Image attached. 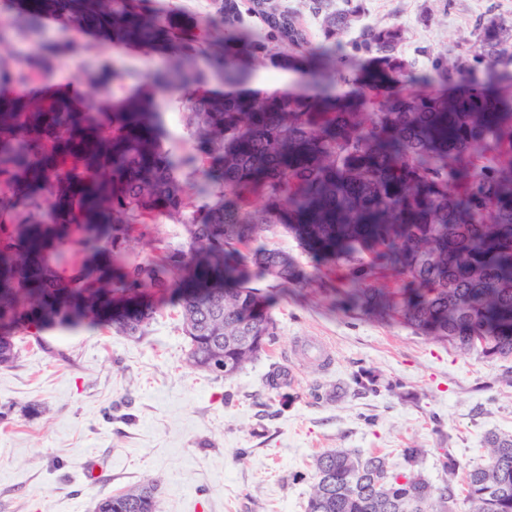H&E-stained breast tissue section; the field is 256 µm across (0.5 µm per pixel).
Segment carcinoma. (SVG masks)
<instances>
[{"label": "carcinoma", "instance_id": "1", "mask_svg": "<svg viewBox=\"0 0 512 512\" xmlns=\"http://www.w3.org/2000/svg\"><path fill=\"white\" fill-rule=\"evenodd\" d=\"M201 27L157 0H12L25 27L46 16L129 49L209 54L224 91L195 89L185 104L197 145L163 153L154 95L163 73L104 102L77 89L0 98V367L17 360L16 333L37 343L47 329L110 328L146 335L169 295L182 316L188 365L231 378L277 336L253 281L286 288L294 262L263 242L276 225L299 231L335 283L326 298L378 309L408 327L486 359H512V97L492 89L446 97L456 72L512 65V21L487 16L464 56L416 68L400 53L398 24L344 34L362 0L338 9L307 0L314 36L299 10L262 0H214ZM256 28L242 27V14ZM67 42L16 67L0 64V91L35 86ZM308 68L319 86L278 98L249 90L252 60ZM367 64L375 106L336 100L327 75L348 79ZM217 168L194 186L199 214L190 241L164 244L144 261L127 243L160 215L182 212L175 173ZM487 459L464 468L443 449L446 479L419 470L429 449L387 457L328 448L314 458L306 512H512V435L490 431ZM465 470L463 497L455 476ZM100 512H159L146 482L110 495Z\"/></svg>", "mask_w": 512, "mask_h": 512}]
</instances>
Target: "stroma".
<instances>
[{"mask_svg":"<svg viewBox=\"0 0 512 512\" xmlns=\"http://www.w3.org/2000/svg\"><path fill=\"white\" fill-rule=\"evenodd\" d=\"M360 26L396 23L402 52L417 67L440 55H462L486 13L512 18V0H363ZM74 39L78 49L54 62L42 84L90 90L98 74L113 75L101 99L122 96L149 73L182 69L217 87L208 56L179 64L169 52L129 50L55 22L38 32L20 27L0 0V58L16 63L45 44ZM163 148L191 149L195 127L183 90L158 92ZM192 175H181L184 208L142 226L128 243L141 259L157 241L190 238L197 202ZM269 245L288 254L309 283L280 295L272 309L277 335L237 375L191 369L178 308L160 305L146 336L87 329L46 333L45 345L18 334L19 358L0 367V512H95L97 501L146 480L158 485L159 512H305L314 455L327 448L385 454L428 451L420 466L433 484L444 478L438 451L464 465L483 462L484 435L512 434V360H487L399 323L329 308L328 282L294 233L278 227ZM333 354L329 370L300 366L309 338ZM286 371L280 388L273 372ZM377 374L376 391L358 389L361 371ZM37 414H28L29 405Z\"/></svg>","mask_w":512,"mask_h":512,"instance_id":"1","label":"stroma"}]
</instances>
